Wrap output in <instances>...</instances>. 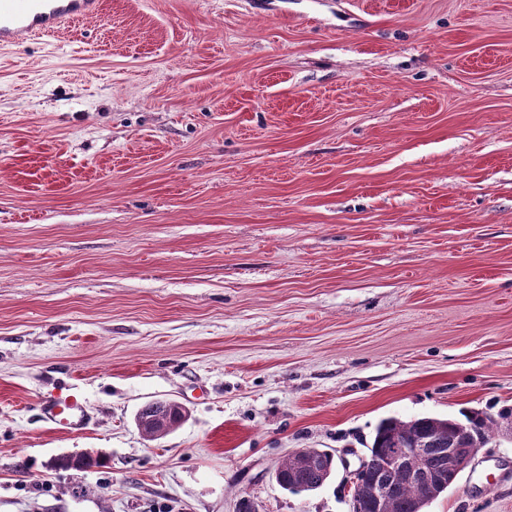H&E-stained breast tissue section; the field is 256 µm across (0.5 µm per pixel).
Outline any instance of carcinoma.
<instances>
[{"label": "carcinoma", "instance_id": "obj_1", "mask_svg": "<svg viewBox=\"0 0 512 512\" xmlns=\"http://www.w3.org/2000/svg\"><path fill=\"white\" fill-rule=\"evenodd\" d=\"M187 411L170 400L157 399L138 411L136 420L144 421L142 434L157 440L180 425ZM469 426L481 439L486 440L495 430L497 422L486 412H470L463 418L423 416L408 421L388 418L379 424L369 452L387 455L401 447L400 439L407 437L428 441L425 454L409 462L406 469L390 476L380 497L365 493L363 512H418L422 505L437 496L436 480L448 477V440L459 426ZM333 461L327 450L308 448L300 457H287L278 466L276 480L291 493L314 491L332 475Z\"/></svg>", "mask_w": 512, "mask_h": 512}]
</instances>
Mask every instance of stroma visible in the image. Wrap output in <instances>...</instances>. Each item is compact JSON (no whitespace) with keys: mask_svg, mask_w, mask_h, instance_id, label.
<instances>
[{"mask_svg":"<svg viewBox=\"0 0 512 512\" xmlns=\"http://www.w3.org/2000/svg\"><path fill=\"white\" fill-rule=\"evenodd\" d=\"M504 406L512 0H103L0 51V512H349L277 466ZM426 512H512V439ZM39 410L42 417L60 433L82 431L91 421L85 404L77 398L50 396L39 401ZM187 417V411L170 400L157 399L145 404L136 415L137 425L139 420L145 422L142 434L148 440H157L180 425Z\"/></svg>","mask_w":512,"mask_h":512,"instance_id":"stroma-1","label":"stroma"}]
</instances>
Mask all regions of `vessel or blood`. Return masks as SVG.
Instances as JSON below:
<instances>
[{
    "label": "vessel or blood",
    "mask_w": 512,
    "mask_h": 512,
    "mask_svg": "<svg viewBox=\"0 0 512 512\" xmlns=\"http://www.w3.org/2000/svg\"><path fill=\"white\" fill-rule=\"evenodd\" d=\"M100 0H0V48L17 46L36 35L56 34L72 18L94 16ZM42 417L61 433L84 430L91 421L79 399L40 400Z\"/></svg>",
    "instance_id": "1"
}]
</instances>
